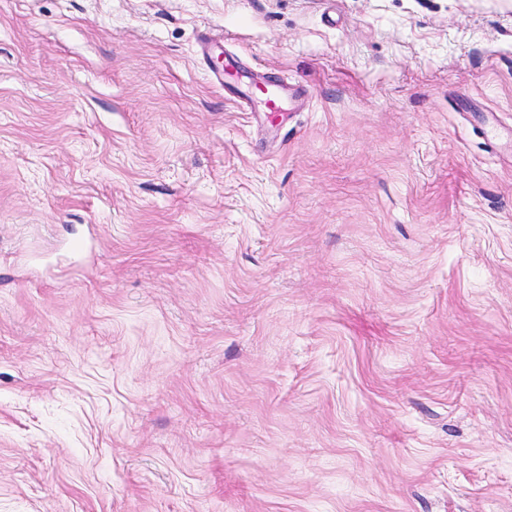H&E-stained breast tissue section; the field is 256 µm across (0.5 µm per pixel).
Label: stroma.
Returning <instances> with one entry per match:
<instances>
[{
	"instance_id": "35a3bbf8",
	"label": "stroma",
	"mask_w": 512,
	"mask_h": 512,
	"mask_svg": "<svg viewBox=\"0 0 512 512\" xmlns=\"http://www.w3.org/2000/svg\"><path fill=\"white\" fill-rule=\"evenodd\" d=\"M0 512H512V0H0Z\"/></svg>"
}]
</instances>
